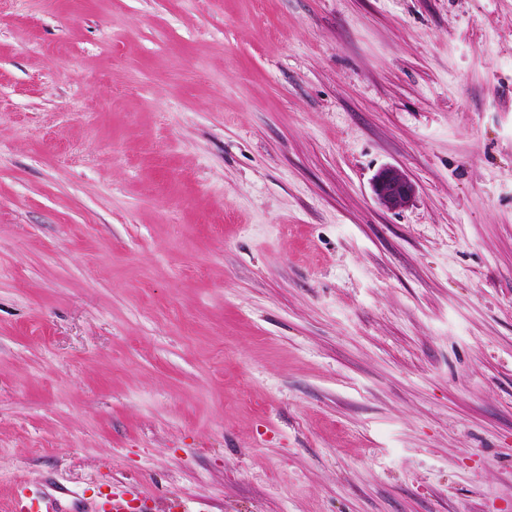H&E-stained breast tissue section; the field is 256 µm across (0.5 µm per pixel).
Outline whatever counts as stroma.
I'll return each instance as SVG.
<instances>
[{
	"mask_svg": "<svg viewBox=\"0 0 512 512\" xmlns=\"http://www.w3.org/2000/svg\"><path fill=\"white\" fill-rule=\"evenodd\" d=\"M20 484L512 512V0H0ZM372 190L379 204L391 211L406 207L416 194L415 184L402 171L391 166L375 175Z\"/></svg>",
	"mask_w": 512,
	"mask_h": 512,
	"instance_id": "1",
	"label": "stroma"
}]
</instances>
